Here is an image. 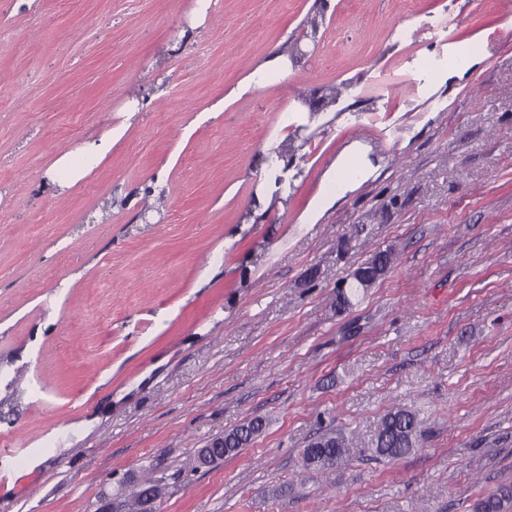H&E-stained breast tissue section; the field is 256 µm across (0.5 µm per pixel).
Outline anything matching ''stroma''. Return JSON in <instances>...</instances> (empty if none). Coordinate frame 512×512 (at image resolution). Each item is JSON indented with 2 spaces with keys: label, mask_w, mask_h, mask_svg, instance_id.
<instances>
[{
  "label": "stroma",
  "mask_w": 512,
  "mask_h": 512,
  "mask_svg": "<svg viewBox=\"0 0 512 512\" xmlns=\"http://www.w3.org/2000/svg\"><path fill=\"white\" fill-rule=\"evenodd\" d=\"M323 2L0 0V440L27 449L0 458V512L156 482L158 512H474L512 484V0H335L317 47L258 74ZM346 151L354 179L329 177ZM395 407L418 445L373 455ZM333 431L345 462L303 467ZM90 168L85 165L81 156L76 153H66L60 156L53 164L55 173L69 172L77 179L84 176ZM390 266L391 263L383 266L380 260L374 261V259H372L371 261L357 267L351 273V277L354 281H358L363 288H369L387 273ZM368 269H375L376 272H366ZM263 422L259 419L249 420L237 429L233 430L234 436L229 435L224 438V435L217 437L212 444H208L204 448H199L197 451V457L201 464H209L214 460H218L215 454V448L226 449L228 454L229 448H234V453L239 451L240 448L247 446L262 430Z\"/></svg>",
  "instance_id": "1"
}]
</instances>
